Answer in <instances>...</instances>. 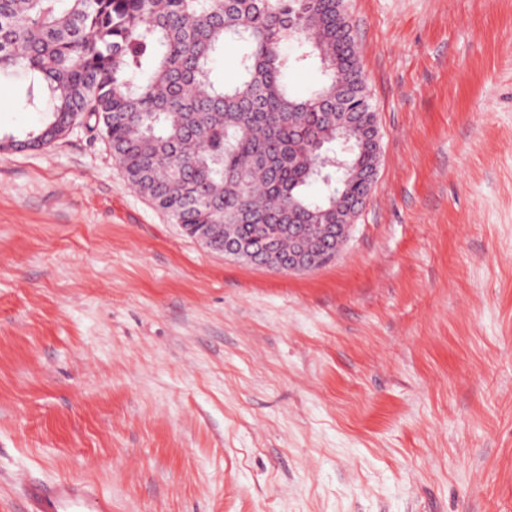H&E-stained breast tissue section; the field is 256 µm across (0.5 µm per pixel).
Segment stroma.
<instances>
[{
    "label": "stroma",
    "mask_w": 512,
    "mask_h": 512,
    "mask_svg": "<svg viewBox=\"0 0 512 512\" xmlns=\"http://www.w3.org/2000/svg\"><path fill=\"white\" fill-rule=\"evenodd\" d=\"M382 154L337 258L209 251L75 125L0 152V512H512V0H347ZM0 79V135L37 127ZM108 498L94 486L67 478L34 479L24 488L19 512H109Z\"/></svg>",
    "instance_id": "1"
}]
</instances>
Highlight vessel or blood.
<instances>
[{
    "instance_id": "1",
    "label": "vessel or blood",
    "mask_w": 512,
    "mask_h": 512,
    "mask_svg": "<svg viewBox=\"0 0 512 512\" xmlns=\"http://www.w3.org/2000/svg\"><path fill=\"white\" fill-rule=\"evenodd\" d=\"M108 498L94 486L67 479H35L24 488L19 512H110Z\"/></svg>"
}]
</instances>
